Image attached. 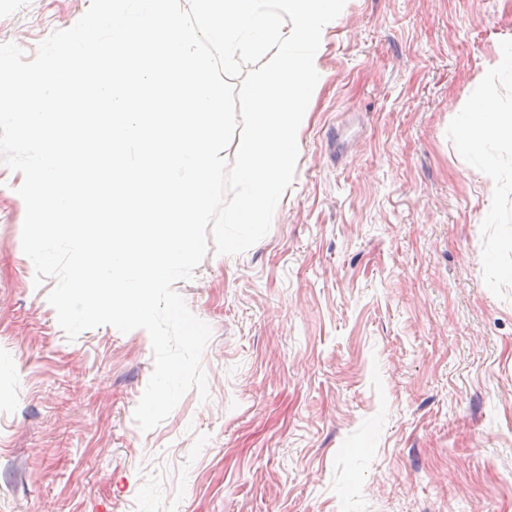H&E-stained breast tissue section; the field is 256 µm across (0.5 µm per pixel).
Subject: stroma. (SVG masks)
I'll return each instance as SVG.
<instances>
[{"mask_svg":"<svg viewBox=\"0 0 512 512\" xmlns=\"http://www.w3.org/2000/svg\"><path fill=\"white\" fill-rule=\"evenodd\" d=\"M90 5L0 0V43ZM510 45L512 0H346L268 234L174 285L208 396L146 432L148 333L68 339L0 164V512H512V141L493 181L455 122Z\"/></svg>","mask_w":512,"mask_h":512,"instance_id":"obj_1","label":"stroma"}]
</instances>
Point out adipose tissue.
Listing matches in <instances>:
<instances>
[{"instance_id": "1", "label": "adipose tissue", "mask_w": 512, "mask_h": 512, "mask_svg": "<svg viewBox=\"0 0 512 512\" xmlns=\"http://www.w3.org/2000/svg\"><path fill=\"white\" fill-rule=\"evenodd\" d=\"M459 146L472 156L486 175L495 176L497 162L491 148L504 138H512V109H500L488 99L471 101L458 115Z\"/></svg>"}]
</instances>
